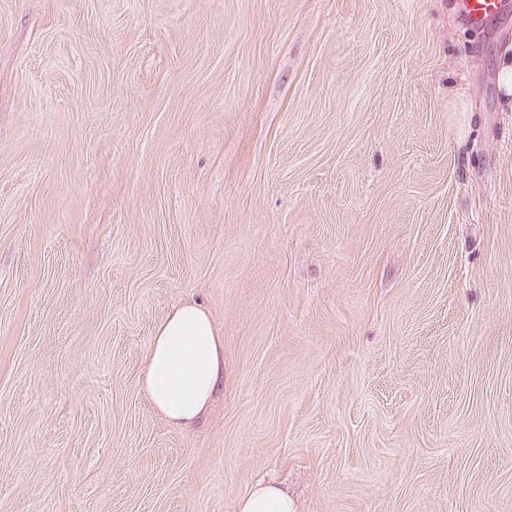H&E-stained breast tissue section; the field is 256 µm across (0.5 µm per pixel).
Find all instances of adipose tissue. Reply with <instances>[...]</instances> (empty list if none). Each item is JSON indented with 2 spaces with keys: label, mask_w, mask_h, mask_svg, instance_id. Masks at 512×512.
I'll use <instances>...</instances> for the list:
<instances>
[{
  "label": "adipose tissue",
  "mask_w": 512,
  "mask_h": 512,
  "mask_svg": "<svg viewBox=\"0 0 512 512\" xmlns=\"http://www.w3.org/2000/svg\"><path fill=\"white\" fill-rule=\"evenodd\" d=\"M224 380V342L200 305L175 306L157 326L140 376L143 394L172 426L205 412ZM239 512H294L280 487L267 483L241 497Z\"/></svg>",
  "instance_id": "ef3b65f1"
}]
</instances>
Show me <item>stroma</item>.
I'll return each mask as SVG.
<instances>
[{
	"label": "stroma",
	"mask_w": 512,
	"mask_h": 512,
	"mask_svg": "<svg viewBox=\"0 0 512 512\" xmlns=\"http://www.w3.org/2000/svg\"><path fill=\"white\" fill-rule=\"evenodd\" d=\"M511 55L512 0H0V512H512ZM460 9L472 22H480L493 14L498 0H458ZM224 382V342L209 313L175 306L157 326L140 376L143 394L172 426L203 415ZM238 512H295L293 502L280 487L267 483L241 497Z\"/></svg>",
	"instance_id": "stroma-1"
}]
</instances>
